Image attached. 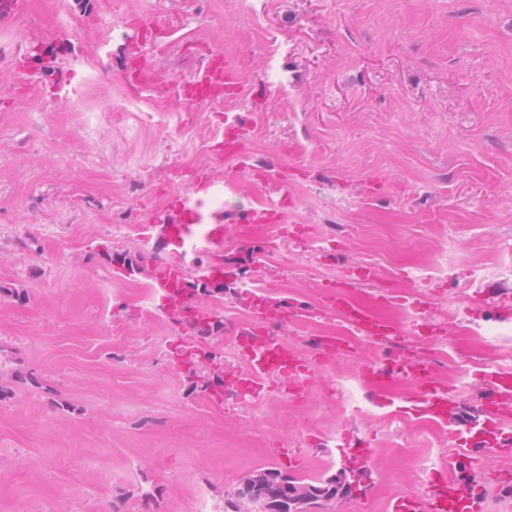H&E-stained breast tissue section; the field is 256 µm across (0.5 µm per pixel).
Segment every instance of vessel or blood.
Masks as SVG:
<instances>
[{
  "label": "vessel or blood",
  "instance_id": "vessel-or-blood-1",
  "mask_svg": "<svg viewBox=\"0 0 512 512\" xmlns=\"http://www.w3.org/2000/svg\"><path fill=\"white\" fill-rule=\"evenodd\" d=\"M139 51L125 57L123 78L128 94L148 100H169L186 108H199L236 102L243 94L240 64L235 55L206 48L205 61L191 76L170 79L154 64L155 43L141 39ZM228 162L223 179L205 173L195 175L191 186L168 195L164 211L167 221L159 231L171 247L162 259L155 277L156 295L162 311L183 314L189 299V254H203L224 245V193L234 188L242 173L255 181L275 179L276 172L253 164L246 128L238 120L224 122V153ZM287 196L265 198L247 209L250 224H275L280 238H288ZM372 276L371 271L350 272L325 285L319 314L337 316L348 330V337H320L311 352L303 353L276 332L288 324V309L263 296L254 297L251 321L236 339L237 354L243 364L224 370L223 396L256 399L274 393L288 401L308 396L317 371L337 357L348 355L352 339L364 336L383 341L400 335L401 326L382 317V310L404 306L419 309L417 294L380 296L376 308H368L356 298L358 288ZM365 385L387 391L388 382L403 378L418 387L417 401L427 408L436 425L450 427L451 436L465 447L493 446L512 455V434L503 432L504 422L512 421V375L498 371L486 373V395L481 406L465 415L448 384L438 380L424 359L406 352L387 363L364 367ZM500 473L481 474L472 483H462L450 475L428 481L422 490L397 500L392 512H447L448 505L460 504L462 512H486L491 487L501 486Z\"/></svg>",
  "mask_w": 512,
  "mask_h": 512
}]
</instances>
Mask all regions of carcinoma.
<instances>
[{"label":"carcinoma","instance_id":"cac0c4a2","mask_svg":"<svg viewBox=\"0 0 512 512\" xmlns=\"http://www.w3.org/2000/svg\"><path fill=\"white\" fill-rule=\"evenodd\" d=\"M201 366L221 369L216 353L208 346L194 352ZM236 498L248 512H309L321 500L336 496V486L288 476L273 468L253 471L235 489Z\"/></svg>","mask_w":512,"mask_h":512}]
</instances>
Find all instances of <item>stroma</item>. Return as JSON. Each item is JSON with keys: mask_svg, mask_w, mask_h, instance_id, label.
<instances>
[{"mask_svg": "<svg viewBox=\"0 0 512 512\" xmlns=\"http://www.w3.org/2000/svg\"><path fill=\"white\" fill-rule=\"evenodd\" d=\"M0 15V512H232L231 492L301 451L289 475L359 488L315 512H388L443 467L461 480L511 471L490 448L462 452L448 431L360 378L412 348L476 411L483 375L512 374V0H22ZM158 69L189 77L204 45L235 51L245 91L185 112L124 91L130 18ZM32 82L14 89L19 69ZM238 115L253 159L287 180L241 178L225 196L231 278L194 302L223 321L200 337L161 313L152 274L168 249L151 227L177 169L224 173L222 114ZM381 178L390 194L367 187ZM288 194L293 240L241 215ZM139 272H116L105 249ZM370 265L358 298L422 291L392 310L401 336L358 340L306 400L249 403L206 394L175 367L201 343L238 365L250 322L246 283L293 307L282 336L302 352L343 335L317 316L321 287Z\"/></svg>", "mask_w": 512, "mask_h": 512, "instance_id": "35a3bbf8", "label": "stroma"}]
</instances>
